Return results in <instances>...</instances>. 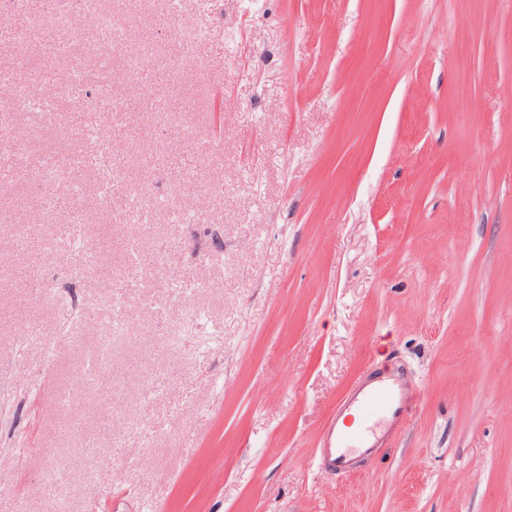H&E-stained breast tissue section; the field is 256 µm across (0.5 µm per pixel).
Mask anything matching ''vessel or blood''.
Returning <instances> with one entry per match:
<instances>
[{
    "instance_id": "b4317fda",
    "label": "vessel or blood",
    "mask_w": 512,
    "mask_h": 512,
    "mask_svg": "<svg viewBox=\"0 0 512 512\" xmlns=\"http://www.w3.org/2000/svg\"><path fill=\"white\" fill-rule=\"evenodd\" d=\"M410 401L409 388L395 372H383L356 382L339 401L318 450L322 468L343 474L360 457L379 448L403 418Z\"/></svg>"
}]
</instances>
